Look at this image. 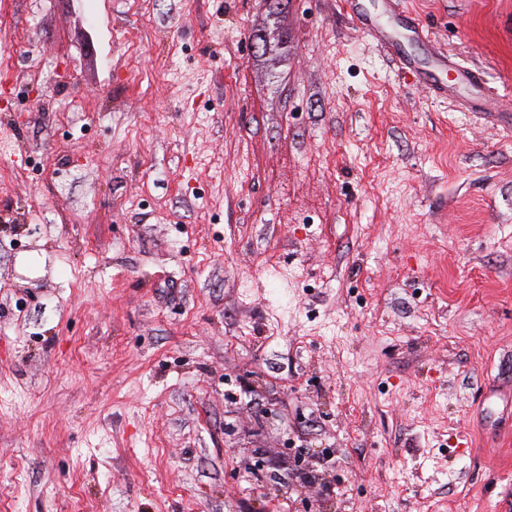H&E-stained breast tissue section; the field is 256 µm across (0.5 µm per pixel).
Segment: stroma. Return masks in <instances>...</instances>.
<instances>
[{
    "label": "stroma",
    "instance_id": "35a3bbf8",
    "mask_svg": "<svg viewBox=\"0 0 512 512\" xmlns=\"http://www.w3.org/2000/svg\"><path fill=\"white\" fill-rule=\"evenodd\" d=\"M0 0V512H512V0ZM37 253L40 273L16 266ZM364 0H346V5L349 10V13L352 17V20L355 24L365 30L367 34L377 42L378 45L387 53L395 55L400 62H403L402 59L397 52V43L392 38L390 31L377 23L367 12L362 8V2Z\"/></svg>",
    "mask_w": 512,
    "mask_h": 512
}]
</instances>
